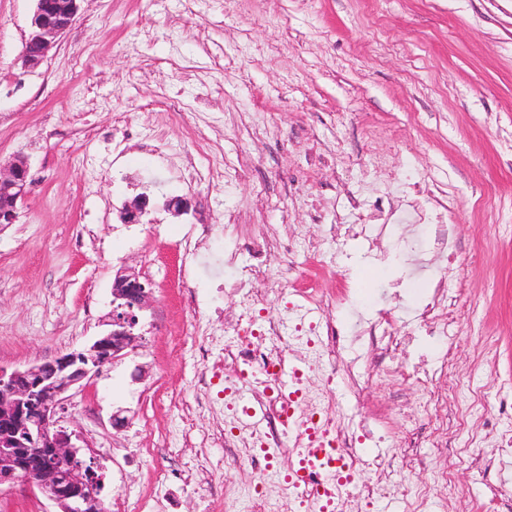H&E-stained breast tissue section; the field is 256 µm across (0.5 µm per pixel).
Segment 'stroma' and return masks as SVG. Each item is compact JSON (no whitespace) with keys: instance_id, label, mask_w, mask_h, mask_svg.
<instances>
[{"instance_id":"obj_1","label":"stroma","mask_w":512,"mask_h":512,"mask_svg":"<svg viewBox=\"0 0 512 512\" xmlns=\"http://www.w3.org/2000/svg\"><path fill=\"white\" fill-rule=\"evenodd\" d=\"M34 0H0V163L27 157L35 180L17 223L0 230V367L47 362L89 344L112 310V280L131 268L153 290L143 341L62 401L64 426L89 446L101 498L178 493L175 512H225L220 487L249 472L225 447L218 388L198 381L195 325L235 322L218 292L224 249L254 263L248 237L297 236L336 257V272L293 281L282 259L262 318L316 291L339 333L336 363L371 376L364 394L338 384L332 412L371 425L398 468L390 496L352 512H412L413 492L448 471L436 512H512V469L484 420L512 402V0H83L36 69L19 60ZM212 164L210 175L190 167ZM150 197L140 223L120 212ZM192 207L180 216L165 199ZM446 212L447 270H414L402 243L417 212ZM232 213L237 229H225ZM159 225L151 233L150 225ZM344 225L332 234L331 225ZM196 246L185 249L184 240ZM443 288L448 334L422 335L420 310ZM387 313L395 341L380 356L352 342L360 319ZM447 369L484 391L465 444L444 381L421 390L394 366ZM180 399L185 412L169 409ZM430 402L436 420L424 419ZM126 417L112 426L114 413ZM449 452L429 447L437 421ZM206 469L214 488L185 485ZM0 512H55L36 488L0 487Z\"/></svg>"}]
</instances>
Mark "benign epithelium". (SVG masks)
Wrapping results in <instances>:
<instances>
[{"label":"benign epithelium","mask_w":512,"mask_h":512,"mask_svg":"<svg viewBox=\"0 0 512 512\" xmlns=\"http://www.w3.org/2000/svg\"><path fill=\"white\" fill-rule=\"evenodd\" d=\"M82 0H35L21 52L23 65L38 67L74 23ZM30 165L23 155L0 167V226L14 224L30 193ZM150 199L139 195L120 218L138 224ZM152 301L148 282L121 271L112 281L111 329L79 352L7 371L0 367V486L25 481L60 512H99L103 484L83 457L80 437L60 424L63 395L136 350L141 314Z\"/></svg>","instance_id":"benign-epithelium-1"}]
</instances>
